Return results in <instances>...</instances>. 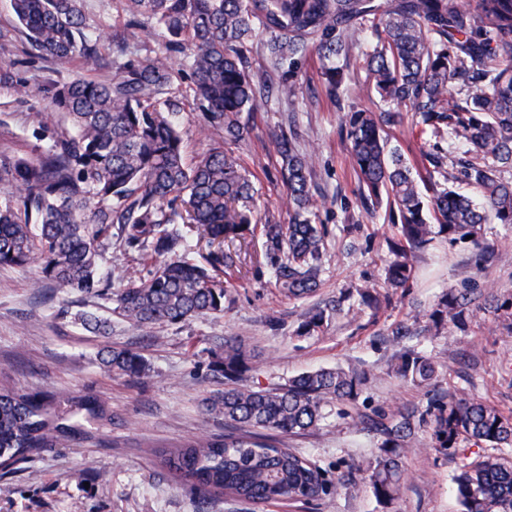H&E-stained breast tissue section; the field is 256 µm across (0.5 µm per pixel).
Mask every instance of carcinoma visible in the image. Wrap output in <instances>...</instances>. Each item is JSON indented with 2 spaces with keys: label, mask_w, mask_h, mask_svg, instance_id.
I'll return each mask as SVG.
<instances>
[{
  "label": "carcinoma",
  "mask_w": 512,
  "mask_h": 512,
  "mask_svg": "<svg viewBox=\"0 0 512 512\" xmlns=\"http://www.w3.org/2000/svg\"><path fill=\"white\" fill-rule=\"evenodd\" d=\"M85 0H10L26 39L42 57L65 64L75 57L87 69L101 65L103 33L92 26ZM128 25L155 24L164 48L132 57L114 44L110 81L77 77L44 87L51 109L71 130L54 137L37 158L0 164V266L35 268L65 291L101 292L98 260L103 241L117 240L151 260L149 277L131 279L113 294L112 312L147 327L221 314L230 280L219 269L236 264L230 252H212L205 263L188 258L191 244L179 225L195 227L212 243L260 233L264 264L283 293L300 300L320 286L325 227L316 223L311 192L313 157L298 149L296 119L275 137L280 173L291 209L286 224L257 225L254 190L224 143L248 134L245 113L276 97L285 102L303 89V59L321 60L329 99L341 106L357 86L349 61L367 59L361 90L373 107H349L340 133L349 143L351 166L363 210L388 209L392 238L386 287L406 291L417 253L444 237L482 247L489 224L512 226V0H123ZM278 81L255 83L246 52L259 32ZM181 55L191 79L204 129L220 138L189 166L181 134L161 95L176 94L171 52ZM0 84L21 96L26 82L0 65ZM412 112L427 166L416 169L388 143L385 129L402 109ZM457 141L466 150L453 162L440 146ZM477 190L481 201L455 183ZM512 329V295L489 304ZM473 310L465 291L442 294L427 314V334L468 329ZM82 326L105 334L108 322L92 311ZM325 312L306 317L298 336H313ZM108 370L132 379L148 364L132 348H113L102 359ZM228 383L208 399L224 416V434L155 451L164 469L191 489L265 505L309 500L347 490L356 482L328 478L327 470L287 448L285 439L318 429L335 404L355 400L364 377L341 368L300 374L283 386L240 384L254 366L240 344H225L208 364ZM391 371L429 388L437 378L433 358L402 352ZM112 420L99 395L59 397L42 390L0 384V473L6 475L65 440L86 435L85 425ZM377 450L363 468L376 501L388 505L402 486L410 448L428 445L448 457L477 448H512V415L467 396L429 395L426 405L381 414L372 420ZM461 512H512V460L464 461L455 476Z\"/></svg>",
  "instance_id": "obj_1"
}]
</instances>
